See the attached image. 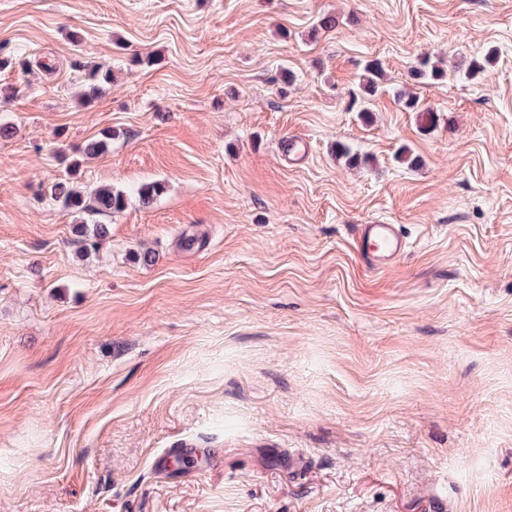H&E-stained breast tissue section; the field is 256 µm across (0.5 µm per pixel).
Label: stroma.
Instances as JSON below:
<instances>
[{"label": "stroma", "instance_id": "obj_1", "mask_svg": "<svg viewBox=\"0 0 512 512\" xmlns=\"http://www.w3.org/2000/svg\"><path fill=\"white\" fill-rule=\"evenodd\" d=\"M0 59V512H512V0H0ZM64 179L126 196L87 255ZM442 60L432 61L430 57L421 58L418 65L413 67L412 75L417 79H424L431 85H441L448 81V74H454L463 64L448 65V69L442 64ZM358 92H352L357 112L368 114L372 112L371 101L378 92L384 91L383 69L377 61L368 62L359 76ZM353 244L367 268L394 265L406 250V240L398 224L367 223L353 225Z\"/></svg>", "mask_w": 512, "mask_h": 512}]
</instances>
